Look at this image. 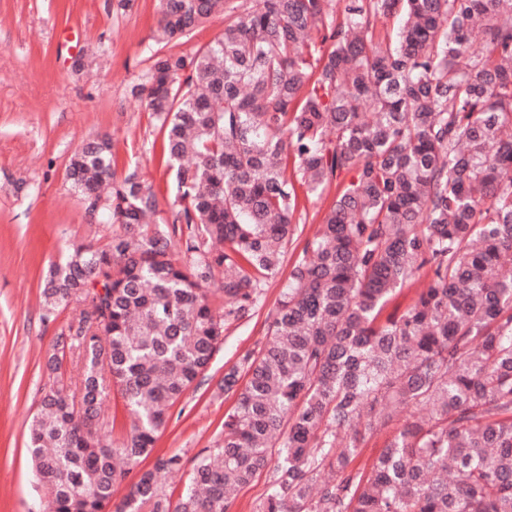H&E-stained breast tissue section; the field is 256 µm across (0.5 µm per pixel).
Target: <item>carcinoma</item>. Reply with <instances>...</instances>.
I'll list each match as a JSON object with an SVG mask.
<instances>
[{"label": "carcinoma", "mask_w": 512, "mask_h": 512, "mask_svg": "<svg viewBox=\"0 0 512 512\" xmlns=\"http://www.w3.org/2000/svg\"><path fill=\"white\" fill-rule=\"evenodd\" d=\"M218 14L220 36L191 58L157 50L133 88L161 121L171 221L154 222L137 170L116 177L110 137L69 160L90 217L124 233L40 283L47 311L78 312L56 345L83 355L80 405L54 354L29 429L54 512H231L261 473L258 512H512V0H348L340 17L335 0H160L157 42ZM345 171L266 341L224 375L226 391L249 379L222 444L171 504L159 477L182 457L139 464L224 325L257 312L299 238L298 188L319 196ZM422 274L413 303L386 311ZM114 390L130 423L109 447L96 421ZM411 407L425 414L353 466Z\"/></svg>", "instance_id": "cac0c4a2"}]
</instances>
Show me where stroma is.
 Returning a JSON list of instances; mask_svg holds the SVG:
<instances>
[{"label":"stroma","mask_w":512,"mask_h":512,"mask_svg":"<svg viewBox=\"0 0 512 512\" xmlns=\"http://www.w3.org/2000/svg\"><path fill=\"white\" fill-rule=\"evenodd\" d=\"M159 18V0H0V512L53 509L27 440L53 381L46 362L76 315L62 307L44 318L41 278L75 247L103 248L124 232L88 220L68 177L71 155L89 136L110 135L117 174L138 167L170 215L176 189L158 161V121L131 93L154 62ZM282 286L269 280L255 316L225 325L200 384L170 408L154 452L183 458L181 472L161 478L171 500L197 457L222 441L237 401L224 375L264 342Z\"/></svg>","instance_id":"35a3bbf8"}]
</instances>
